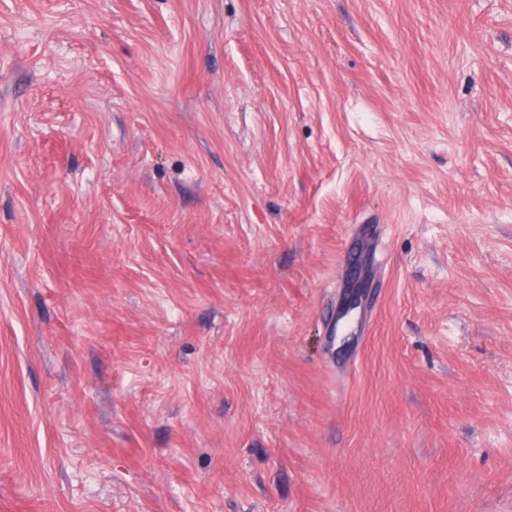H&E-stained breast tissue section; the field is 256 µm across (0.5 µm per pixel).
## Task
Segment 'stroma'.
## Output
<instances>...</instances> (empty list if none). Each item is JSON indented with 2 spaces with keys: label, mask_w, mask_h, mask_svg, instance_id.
Instances as JSON below:
<instances>
[{
  "label": "stroma",
  "mask_w": 512,
  "mask_h": 512,
  "mask_svg": "<svg viewBox=\"0 0 512 512\" xmlns=\"http://www.w3.org/2000/svg\"><path fill=\"white\" fill-rule=\"evenodd\" d=\"M0 512H512V0H0Z\"/></svg>",
  "instance_id": "obj_1"
}]
</instances>
